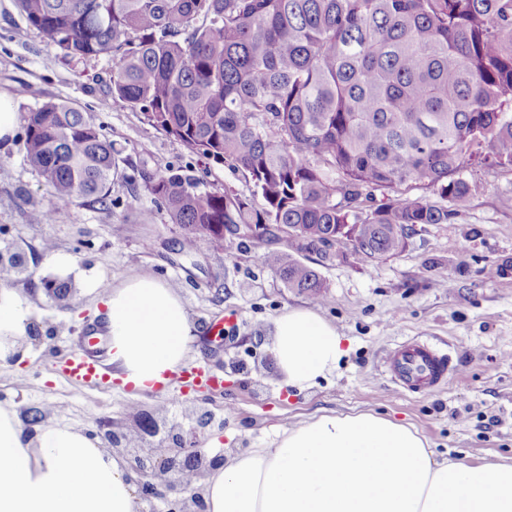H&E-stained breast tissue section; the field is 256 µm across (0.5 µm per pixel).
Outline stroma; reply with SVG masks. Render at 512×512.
Listing matches in <instances>:
<instances>
[{
    "label": "stroma",
    "instance_id": "obj_1",
    "mask_svg": "<svg viewBox=\"0 0 512 512\" xmlns=\"http://www.w3.org/2000/svg\"><path fill=\"white\" fill-rule=\"evenodd\" d=\"M112 57L70 59L29 26L15 0H0V93L19 114L63 100L92 113L104 138L119 150L120 173L108 208L74 202L49 224L30 221L49 189L26 161L22 136L0 147V250L19 245L28 274L8 279L35 312L38 336L25 337L22 362L0 363V402L15 405L23 427L40 412L43 423L97 431L122 426L130 408L155 411L160 431L194 421L201 406L224 418L223 431L202 435L209 455L263 446L281 430L316 412H374L412 424L437 451L471 464L512 458V171L476 169L468 208L447 224H420L404 251L378 261L354 256L320 265L330 301L287 288L263 262L267 243L234 238L223 250L187 238L147 192L145 180L177 172L204 188L250 196L243 174L191 153L153 127L143 112L112 97ZM54 248L44 252V240ZM152 274L177 289L194 320L189 369L223 381L222 391L170 388L133 395L111 378L77 387L64 375L66 356L102 309L97 293L128 277ZM71 282L69 306L51 301L42 277ZM317 309L345 336L350 350L336 371L297 394L281 386L271 352L272 321L283 311ZM232 326H225V318ZM426 340L447 352L453 370L425 393L401 391L386 362L404 342Z\"/></svg>",
    "mask_w": 512,
    "mask_h": 512
}]
</instances>
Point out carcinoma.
I'll return each mask as SVG.
<instances>
[{"instance_id": "obj_1", "label": "carcinoma", "mask_w": 512, "mask_h": 512, "mask_svg": "<svg viewBox=\"0 0 512 512\" xmlns=\"http://www.w3.org/2000/svg\"><path fill=\"white\" fill-rule=\"evenodd\" d=\"M16 3L65 55L115 57L113 98L251 184L245 198L154 174L146 189L172 223L219 250L253 227L274 243L288 228L265 264L323 303L326 282L298 256L354 230L356 257L394 256L417 225L466 209L474 165L512 170V0ZM23 150L50 187L34 223L78 200L108 206L119 151L91 113L43 103Z\"/></svg>"}]
</instances>
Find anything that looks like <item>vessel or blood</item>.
I'll use <instances>...</instances> for the list:
<instances>
[{
    "label": "vessel or blood",
    "instance_id": "1",
    "mask_svg": "<svg viewBox=\"0 0 512 512\" xmlns=\"http://www.w3.org/2000/svg\"><path fill=\"white\" fill-rule=\"evenodd\" d=\"M106 351L105 337H83L66 364V376L78 385H89L102 379L100 359ZM389 371L402 389L424 393L445 380L451 371V359L428 341L404 343L399 346Z\"/></svg>",
    "mask_w": 512,
    "mask_h": 512
}]
</instances>
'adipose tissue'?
I'll return each mask as SVG.
<instances>
[{
	"label": "adipose tissue",
	"mask_w": 512,
	"mask_h": 512,
	"mask_svg": "<svg viewBox=\"0 0 512 512\" xmlns=\"http://www.w3.org/2000/svg\"><path fill=\"white\" fill-rule=\"evenodd\" d=\"M115 375L141 390L184 365L195 325L178 291L149 274L101 291ZM33 313L0 283V360L16 358ZM271 349L288 389L336 369L345 338L311 308L273 321ZM207 512H512V463L437 455L410 425L374 413L322 414L265 448L225 452L201 483ZM0 512H139L136 476L98 438L70 425L26 433L0 403Z\"/></svg>",
	"instance_id": "1"
}]
</instances>
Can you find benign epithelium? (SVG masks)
Returning a JSON list of instances; mask_svg holds the SVG:
<instances>
[{"mask_svg": "<svg viewBox=\"0 0 512 512\" xmlns=\"http://www.w3.org/2000/svg\"><path fill=\"white\" fill-rule=\"evenodd\" d=\"M213 426L222 430L224 421H214L213 414L205 410L188 426H172L150 452L130 453L127 461L139 477L141 495L147 499H164L168 512H205L200 493L185 496L188 492L186 477L200 479L224 460L222 455L209 456L201 446L200 431Z\"/></svg>", "mask_w": 512, "mask_h": 512, "instance_id": "obj_1", "label": "benign epithelium"}]
</instances>
